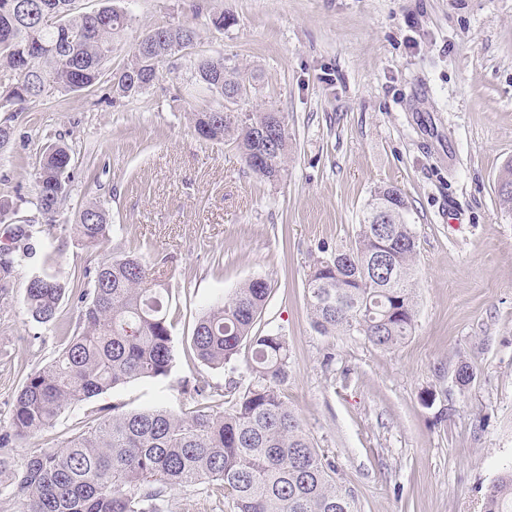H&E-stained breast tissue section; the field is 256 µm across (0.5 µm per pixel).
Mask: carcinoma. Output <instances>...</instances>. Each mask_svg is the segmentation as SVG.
<instances>
[{
  "mask_svg": "<svg viewBox=\"0 0 512 512\" xmlns=\"http://www.w3.org/2000/svg\"><path fill=\"white\" fill-rule=\"evenodd\" d=\"M77 0H0V99L23 104L59 91L97 84L112 59L114 35L127 14L107 5L83 11ZM198 38L189 24L158 26L133 49L132 59L112 74L120 98L142 93L158 78L159 63L180 52L178 44ZM197 80L216 95L224 86H243L249 77L222 58H201ZM203 139L232 140L246 165L269 181L286 171L288 123L281 112H239L226 107L192 113ZM274 133L266 149L261 131ZM71 156L56 143L44 146L35 173L36 206L47 223L63 205ZM502 202L512 204V165L499 180ZM389 210L382 237L373 218ZM76 241L97 250L110 238L108 211L92 202L71 225ZM32 231L13 229L17 259H0V297L8 294L14 264L31 258ZM416 237L401 190H375L355 245L317 261L306 283L314 329L324 335L357 333L391 349L412 334ZM387 255L396 277L373 273ZM52 255L27 280L24 303L40 324L55 322L62 300L82 303L72 335L61 337L56 357L26 374L13 402L0 450L10 442L53 427L75 406L131 380L164 379L175 364L170 288L163 271L135 253L113 252L92 280H65L52 269ZM270 293L252 278L224 302L198 317L191 336L197 359L213 369L232 364L242 344L252 348L251 382L216 389L198 382L191 406L121 411L103 406L78 422L62 444L31 456L13 474V497L23 512H161L171 492L207 484L231 501V512H357L353 496L336 483V466L315 448L298 414L283 399L288 378V344L276 332L255 326ZM485 512H512V468L492 482Z\"/></svg>",
  "mask_w": 512,
  "mask_h": 512,
  "instance_id": "carcinoma-1",
  "label": "carcinoma"
}]
</instances>
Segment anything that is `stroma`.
Masks as SVG:
<instances>
[{
	"mask_svg": "<svg viewBox=\"0 0 512 512\" xmlns=\"http://www.w3.org/2000/svg\"><path fill=\"white\" fill-rule=\"evenodd\" d=\"M108 1L128 16L108 72L155 26L190 22L200 38L134 97L113 99L105 77L0 103V125L13 131L0 149V200L32 220L36 250L0 299V430L24 376L56 356L78 316L72 298L56 323L28 316L33 268L54 243L65 278L101 259L70 234L87 203L108 211L111 248L167 273L177 359L168 378L117 386L14 442L0 488L90 409L177 413L195 380L249 383V347L233 368L212 369L190 337L203 311L259 276L270 294L257 327L288 342L284 399L358 512H484L487 487L512 466V207L498 195L512 164V0ZM202 4L223 10V30L197 13ZM219 56L255 76L244 111L285 115L282 179L254 174L233 142L195 133L191 113L216 98L196 84L194 63ZM47 142L72 155L70 197L52 227L32 204ZM380 186L405 195L417 242L415 326L394 349L318 333L306 299L314 263L353 243ZM464 364L473 377L462 386Z\"/></svg>",
	"mask_w": 512,
	"mask_h": 512,
	"instance_id": "obj_1",
	"label": "stroma"
}]
</instances>
